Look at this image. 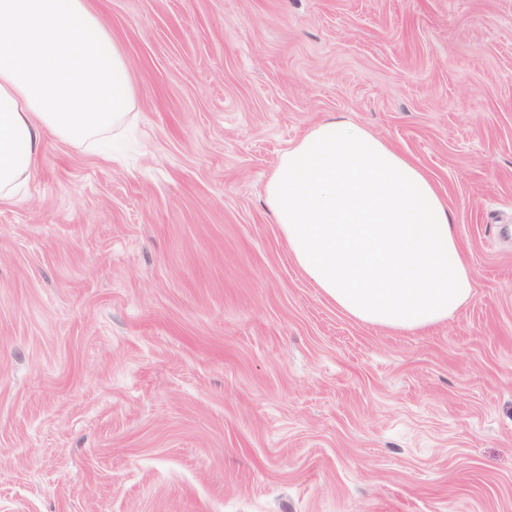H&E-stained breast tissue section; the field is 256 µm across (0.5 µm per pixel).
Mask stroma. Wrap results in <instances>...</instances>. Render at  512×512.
Listing matches in <instances>:
<instances>
[{
  "mask_svg": "<svg viewBox=\"0 0 512 512\" xmlns=\"http://www.w3.org/2000/svg\"><path fill=\"white\" fill-rule=\"evenodd\" d=\"M134 108L0 201V512H512V0H90ZM341 115L457 211L473 296L343 313L264 203Z\"/></svg>",
  "mask_w": 512,
  "mask_h": 512,
  "instance_id": "stroma-1",
  "label": "stroma"
}]
</instances>
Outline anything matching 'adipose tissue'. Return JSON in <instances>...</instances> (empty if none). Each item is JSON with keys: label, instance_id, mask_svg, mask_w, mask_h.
Segmentation results:
<instances>
[{"label": "adipose tissue", "instance_id": "obj_1", "mask_svg": "<svg viewBox=\"0 0 512 512\" xmlns=\"http://www.w3.org/2000/svg\"><path fill=\"white\" fill-rule=\"evenodd\" d=\"M133 103L123 52L88 0H0L1 201L20 199L47 137L90 143ZM265 199L298 266L352 318L423 330L473 295L457 215L418 165L348 119L289 147Z\"/></svg>", "mask_w": 512, "mask_h": 512}]
</instances>
